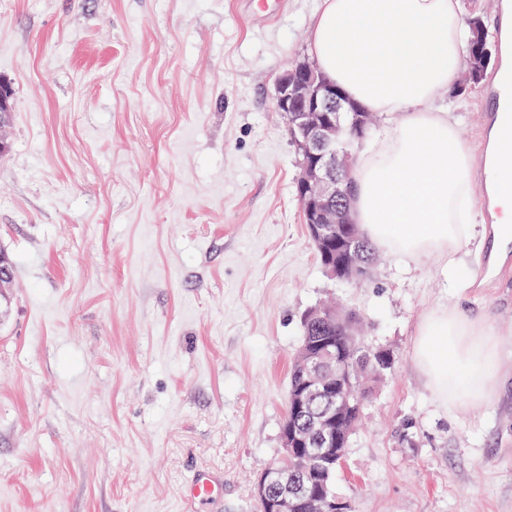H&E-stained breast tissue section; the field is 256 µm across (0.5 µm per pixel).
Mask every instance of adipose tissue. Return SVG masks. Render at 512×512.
<instances>
[{
	"label": "adipose tissue",
	"instance_id": "obj_1",
	"mask_svg": "<svg viewBox=\"0 0 512 512\" xmlns=\"http://www.w3.org/2000/svg\"><path fill=\"white\" fill-rule=\"evenodd\" d=\"M471 33L460 0H322L309 33L317 67L351 102L404 122L356 161L351 219L371 243L439 260L451 290L468 284L460 253L476 233L475 161L437 90L456 85ZM505 346L488 318L457 305L419 325L414 358L440 400L490 406Z\"/></svg>",
	"mask_w": 512,
	"mask_h": 512
}]
</instances>
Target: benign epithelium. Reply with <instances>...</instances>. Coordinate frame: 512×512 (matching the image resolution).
I'll return each instance as SVG.
<instances>
[{
	"mask_svg": "<svg viewBox=\"0 0 512 512\" xmlns=\"http://www.w3.org/2000/svg\"><path fill=\"white\" fill-rule=\"evenodd\" d=\"M489 64L486 53L474 54L457 91L472 85L474 75L484 74ZM274 100L277 111L286 120L289 140L298 157L295 188L309 237L322 255L324 270L330 277L357 284L369 276L371 265L336 259L331 249L337 245L343 229L351 226L345 210L339 207L340 200L351 191V147L361 141L373 118L360 112L354 121H347L346 113L353 111L352 103L305 57L295 59L288 70L276 77ZM304 369L307 378L291 390L294 418L282 425V445L297 449L303 457L332 458L336 448L334 423L349 406L350 369L336 357V350L329 343L307 351ZM319 403L327 408L316 410ZM301 417L308 418L309 424H298ZM254 494L264 504V512H288L297 496L317 500L318 512H336L337 508L335 502L318 495L308 482L300 480L288 486V476L276 464L260 473Z\"/></svg>",
	"mask_w": 512,
	"mask_h": 512,
	"instance_id": "obj_1",
	"label": "benign epithelium"
}]
</instances>
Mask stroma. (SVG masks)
<instances>
[{"mask_svg":"<svg viewBox=\"0 0 512 512\" xmlns=\"http://www.w3.org/2000/svg\"><path fill=\"white\" fill-rule=\"evenodd\" d=\"M278 2L0 0V512H184L199 471L224 487L197 512H255L325 302L395 355L336 473L350 512H512V356L494 405L448 406L412 357L436 263L346 284L310 243L274 80L320 0ZM487 80L434 99L477 153ZM479 275L458 303L512 345V257Z\"/></svg>","mask_w":512,"mask_h":512,"instance_id":"1","label":"stroma"}]
</instances>
